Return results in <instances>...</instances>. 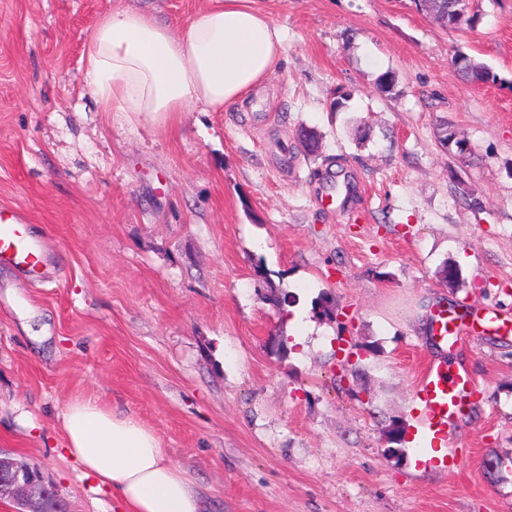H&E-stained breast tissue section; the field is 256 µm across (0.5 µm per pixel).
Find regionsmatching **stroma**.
Listing matches in <instances>:
<instances>
[{
	"mask_svg": "<svg viewBox=\"0 0 512 512\" xmlns=\"http://www.w3.org/2000/svg\"><path fill=\"white\" fill-rule=\"evenodd\" d=\"M208 3L0 0V206L44 256L35 276L0 263V451L69 512H121L63 453L59 414L91 397L152 428L209 512H512V333L447 353L426 332L449 304L512 320V0H469L477 23L456 28L414 0H255L286 39L251 111L160 128L87 94L100 17L138 7L179 30ZM461 53L496 83L464 82ZM444 122L471 156L442 148ZM464 254V285L441 286ZM344 337L360 351L342 368ZM444 357L479 397L447 461L423 462L416 386Z\"/></svg>",
	"mask_w": 512,
	"mask_h": 512,
	"instance_id": "stroma-1",
	"label": "stroma"
}]
</instances>
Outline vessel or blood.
<instances>
[{
    "label": "vessel or blood",
    "instance_id": "b4317fda",
    "mask_svg": "<svg viewBox=\"0 0 512 512\" xmlns=\"http://www.w3.org/2000/svg\"><path fill=\"white\" fill-rule=\"evenodd\" d=\"M42 260L41 251L25 234L21 215L1 207L0 262L8 261L34 272L40 268ZM462 331V325L444 316L435 323V335L442 344H458ZM474 389L475 382L464 368L444 360H435L425 366L418 380L416 396L422 406L423 426L433 440L450 441L456 418Z\"/></svg>",
    "mask_w": 512,
    "mask_h": 512
}]
</instances>
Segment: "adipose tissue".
I'll return each instance as SVG.
<instances>
[{
	"label": "adipose tissue",
	"mask_w": 512,
	"mask_h": 512,
	"mask_svg": "<svg viewBox=\"0 0 512 512\" xmlns=\"http://www.w3.org/2000/svg\"><path fill=\"white\" fill-rule=\"evenodd\" d=\"M284 33L253 0H210L182 32L139 9L104 15L84 50L86 90L108 111L164 125L196 108L220 112L273 72ZM65 451L125 512H205L193 481L154 430L93 398L61 414Z\"/></svg>",
	"instance_id": "adipose-tissue-1"
}]
</instances>
